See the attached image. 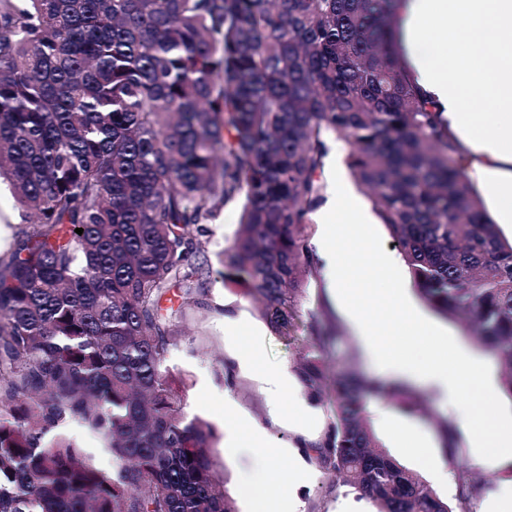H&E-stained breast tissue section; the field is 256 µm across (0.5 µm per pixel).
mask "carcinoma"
Returning a JSON list of instances; mask_svg holds the SVG:
<instances>
[{"mask_svg": "<svg viewBox=\"0 0 512 512\" xmlns=\"http://www.w3.org/2000/svg\"><path fill=\"white\" fill-rule=\"evenodd\" d=\"M407 0H0V179L33 229L0 256V512H237L216 432L164 369L181 309L206 305L202 226L240 203L222 281L286 329L312 275L328 140L420 298L494 354L512 398V241L403 54ZM83 229L77 234L75 229ZM312 328L297 376L327 412L305 455L374 512H466L381 449L374 400L329 371ZM78 424L112 457L67 435ZM463 166L469 181L482 197L487 212L494 220V222L498 224V227L502 235L510 241L512 239V222L508 223L504 219L501 212V204L499 202V199L492 192V190L490 189L489 185L486 182L478 180L477 178L473 177L470 174L467 167L464 164Z\"/></svg>", "mask_w": 512, "mask_h": 512, "instance_id": "cac0c4a2", "label": "carcinoma"}]
</instances>
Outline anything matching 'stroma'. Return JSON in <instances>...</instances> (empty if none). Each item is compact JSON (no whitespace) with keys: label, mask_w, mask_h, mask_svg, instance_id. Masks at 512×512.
I'll use <instances>...</instances> for the list:
<instances>
[{"label":"stroma","mask_w":512,"mask_h":512,"mask_svg":"<svg viewBox=\"0 0 512 512\" xmlns=\"http://www.w3.org/2000/svg\"><path fill=\"white\" fill-rule=\"evenodd\" d=\"M240 207L228 204L218 218L205 225L199 240L210 259L218 255L231 242L239 224ZM209 307L200 308L187 303L183 314L176 320L177 339L171 347L165 365L187 383L188 404L191 413L210 422L217 432V455L226 466L224 489L236 502L238 512H247V505L237 488L240 473L255 472L267 456L261 450L243 451L228 444L229 420L224 415L225 401L235 403L238 412L262 427L267 433V444L272 448L298 445L300 436L287 426L275 421L270 412L268 396L258 375L252 371L238 372L236 386L226 390L222 371L229 363L233 344L224 328L226 314H243L264 333L262 357L269 368L294 370L296 359L305 348L310 334V320L337 327L341 339L334 350L332 365L349 367L356 373L372 375L373 368L362 338L355 326L346 320L330 301L321 277H310L306 292L296 307V315L288 329L276 331L261 316L259 305L253 299L227 288L218 276H211L208 284ZM425 317L423 327L394 328L387 318L374 322L378 331H392L390 351L397 358H405L419 350L426 356H439L449 368L463 369L479 376V387L472 393L480 414L494 421H512V400L500 389V366L497 358L482 348L472 337L465 335L460 323L435 314L425 303H418ZM410 394L424 399L428 415H406L389 408L386 422L371 421L377 441L384 449L409 470L428 477L429 472L415 458L420 445H428L436 462L447 463L445 441L438 431L436 420L448 417L446 405L439 402L433 390L420 384H408ZM284 482L269 489L277 497L296 492L303 507L301 512H341L344 502L357 504L356 512H372L371 504L358 498L355 492L344 491L338 496L327 493V474L307 457L294 456L292 469L284 470Z\"/></svg>","instance_id":"35a3bbf8"}]
</instances>
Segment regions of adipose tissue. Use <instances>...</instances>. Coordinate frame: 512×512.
Wrapping results in <instances>:
<instances>
[{
	"label": "adipose tissue",
	"instance_id": "1",
	"mask_svg": "<svg viewBox=\"0 0 512 512\" xmlns=\"http://www.w3.org/2000/svg\"><path fill=\"white\" fill-rule=\"evenodd\" d=\"M401 41L419 86L436 103L449 131L476 155V172L495 176L512 211V0H408ZM344 213L353 217L357 210L343 194L323 212L328 234L317 242L324 261L321 275L362 336L375 373L424 384L446 398L469 437L476 465L497 468L512 462V426L477 418L461 407L459 378L445 363L421 365L387 353L385 338L372 322L379 314L413 321L408 297L414 283L391 254L371 255L362 271L348 263L335 243L340 234L355 233L353 225L341 223ZM371 279L388 281V292L366 294L364 285ZM260 348L256 336L240 344L233 354L238 368L261 370ZM261 372L272 412L281 414L288 377L280 370Z\"/></svg>",
	"mask_w": 512,
	"mask_h": 512
}]
</instances>
